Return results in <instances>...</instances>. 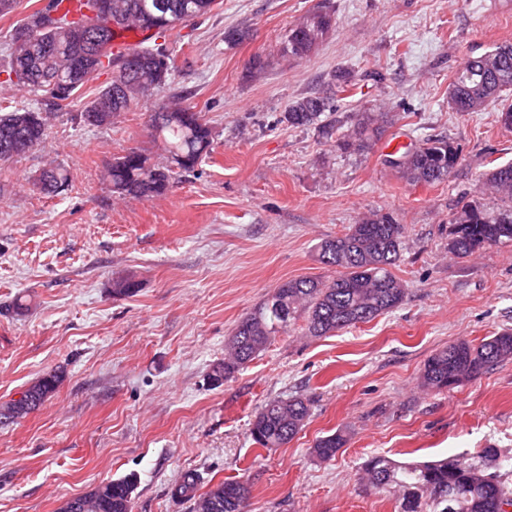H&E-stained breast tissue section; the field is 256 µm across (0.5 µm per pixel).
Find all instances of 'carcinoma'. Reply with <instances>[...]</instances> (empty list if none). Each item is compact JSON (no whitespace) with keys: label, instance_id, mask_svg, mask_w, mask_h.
<instances>
[{"label":"carcinoma","instance_id":"1","mask_svg":"<svg viewBox=\"0 0 512 512\" xmlns=\"http://www.w3.org/2000/svg\"><path fill=\"white\" fill-rule=\"evenodd\" d=\"M63 3H77L80 13H61L63 25L44 27L45 16ZM113 26L106 18L91 17V0H49L34 10L11 34V45L0 60V86L15 87L34 97L37 106L15 104L0 107V138L13 137L17 147L11 153L0 150V161H9L39 146L46 138L45 112L68 106L82 85L68 87L71 63L79 57H98L97 68L87 77L108 72L110 81L99 87L79 112V121L103 126L121 112H130L154 92L166 87L175 71L174 52L164 43L138 46L123 54L112 52L113 39L123 32L149 29L156 38H166L177 25L210 13L215 0H108ZM335 18L328 10L305 15L288 29L278 45L280 57L301 60L310 55L333 29ZM84 27L85 37L76 39L68 26ZM24 40L26 54L17 59L13 44ZM348 72L339 71L317 93L288 106L279 122L291 127L319 123L334 107L336 89L351 83ZM512 44L494 46L467 59L448 86V105L456 112H478L498 106V121L512 130ZM185 95L176 94L149 115L151 135L167 154V163L151 162L137 148L112 160L104 179L119 196L152 198L167 192L176 171H190L211 154L213 132L201 112L184 105ZM385 112L361 113L356 127L336 138V146L349 153L365 151L371 139L381 133ZM460 160L459 148L446 137L427 140L422 146L394 163L410 184L443 181ZM47 194H61L69 187L67 172L59 166L42 171L36 179ZM479 190L495 194L500 204L486 207L477 200L462 201L451 220L448 252L467 257L480 249L512 243V162L482 175ZM403 225L391 215H378L348 228L340 237L319 245L320 257L330 266L344 269L331 280L297 278L272 290L246 315L229 337L230 354L213 367L209 378L221 385L235 377L249 362L265 351L272 337L288 327L299 312L304 313L305 330L313 337L369 322L399 308L407 295L404 284L391 268L400 257ZM512 359V330L489 336L477 346L466 342L450 344L426 360L423 383L437 391L454 388ZM60 381L56 372L44 374L21 397L0 410L1 419H18L41 406ZM310 416V402L302 397L272 399L264 403L251 422L250 435L263 448H278L291 441ZM339 430L319 438L311 455L331 461L347 444ZM496 466L486 465L489 458ZM366 486L399 492L397 512H504L512 505V463L501 459L497 448H482L474 454H454L423 464L400 465L375 455L364 462ZM199 475L184 472L172 495L181 501L196 496ZM138 477L128 474L103 482L91 492L68 499L59 512H132ZM249 483L224 480L210 488L202 500V512H246Z\"/></svg>","mask_w":512,"mask_h":512}]
</instances>
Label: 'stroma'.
<instances>
[{
	"mask_svg": "<svg viewBox=\"0 0 512 512\" xmlns=\"http://www.w3.org/2000/svg\"><path fill=\"white\" fill-rule=\"evenodd\" d=\"M320 8L333 12V30L308 57L278 58L288 28ZM245 23L249 38L227 45L225 32ZM170 41V90L87 126L76 114L109 81L101 74L57 111L44 144L0 161V404L46 372L62 375L37 410L0 424V512H58L130 473L133 512H198L171 496L188 470L204 492L248 481L250 512H395V493L362 482L372 455H512V360L449 391L420 384L436 350L512 329V246L448 252L458 203L496 206L477 178L512 161L495 107L452 111L448 85L468 57L512 44V0H216ZM257 55L268 60L259 72ZM340 70L354 84L336 93L337 132L365 109L388 112L361 153L336 150L321 126L280 121ZM172 90L202 110L212 153L164 195L112 194L103 174L114 157L137 147L164 160L146 124ZM436 137L459 147V164L440 183H406L394 160ZM52 164L70 178L54 197L35 186ZM384 213L405 227L392 269L404 304L320 338L297 318L213 386L236 324L283 281L334 277L321 241ZM120 277L137 283L133 295H113ZM19 296L26 309L15 308ZM291 396L311 401L305 427L282 447L255 444L257 407ZM339 430L348 442L335 459H313L315 441Z\"/></svg>",
	"mask_w": 512,
	"mask_h": 512,
	"instance_id": "1",
	"label": "stroma"
}]
</instances>
